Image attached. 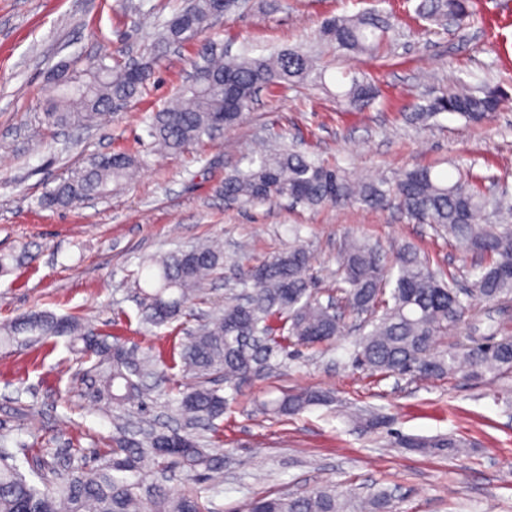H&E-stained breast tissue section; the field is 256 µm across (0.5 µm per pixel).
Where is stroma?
<instances>
[{
	"instance_id": "obj_1",
	"label": "stroma",
	"mask_w": 512,
	"mask_h": 512,
	"mask_svg": "<svg viewBox=\"0 0 512 512\" xmlns=\"http://www.w3.org/2000/svg\"><path fill=\"white\" fill-rule=\"evenodd\" d=\"M418 0H247L209 31L232 50L253 56L318 48L322 81L262 92L243 123L223 136L169 157L150 152L144 114L162 108L187 83L195 47L168 48L156 66L153 90L104 117L96 126L52 127L44 113L56 96L52 79L62 64L85 66L107 52L124 59L153 54L157 26L184 0H0V322L48 309L74 315L127 345L168 354L176 337L137 318L131 273L148 256H162L208 239L220 240L226 261L250 245L257 261L292 243L311 254L319 285L336 270L347 240L377 243L383 254L409 242L430 257L432 269L467 287L483 263L426 224L394 208L357 205L310 208L277 199L244 207L224 199L225 173L246 165L256 139L296 147L334 164L350 177L390 178L422 166L471 168L486 191L512 192V107L495 121L472 124L440 115L412 124L413 105L448 88L450 78L500 85L512 96V0H473L479 23L430 32ZM374 9L399 24L387 61H369L322 43L323 17ZM377 87L374 103L345 111L338 93L352 77ZM138 152L135 179L111 186L71 208L42 206L41 197L91 157ZM512 336V299L474 301L449 331L455 347L471 339ZM360 332L348 324L328 348L292 347L273 372L243 384L219 425L224 468L212 496L214 512H240L250 498L301 493L329 485L359 500L384 489L392 512H512V374L475 380L377 378L355 368ZM107 360L83 359L68 337L45 346L0 348V432L9 452L24 443L64 457L73 444L111 446L117 408L96 398L92 381ZM187 379L168 373L141 421L172 424V400ZM315 389L333 401L292 416L264 405L285 391ZM379 413L387 426L366 428L362 415ZM454 437L459 452L430 454L404 448L407 437Z\"/></svg>"
}]
</instances>
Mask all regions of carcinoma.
Wrapping results in <instances>:
<instances>
[{
	"label": "carcinoma",
	"instance_id": "carcinoma-1",
	"mask_svg": "<svg viewBox=\"0 0 512 512\" xmlns=\"http://www.w3.org/2000/svg\"><path fill=\"white\" fill-rule=\"evenodd\" d=\"M213 0H193L164 26L161 42L183 45L196 42L191 66L194 74L176 102L144 118L153 147L173 156L192 145L212 140L241 123L251 111L257 92L287 89L322 80L313 56L285 49L269 57L229 55L224 45L200 36L215 14ZM417 13L444 26L453 17L456 26L473 22L469 0H420ZM395 24L383 11L352 17L336 16L321 24V40L336 49L371 60L384 58ZM155 58L136 68L104 55L83 69L71 71L77 89L58 87V97L45 118L56 127L95 125L111 104L142 96L154 75ZM375 98L371 84L357 79L340 95V105L359 110ZM499 87L476 92L458 82V88L432 99L426 108L410 113L419 125L440 114L459 115L469 121L492 120L508 106ZM138 166L136 156L125 153L95 156L45 192L40 203L68 208L121 185ZM224 198L258 206L289 198L310 207L354 203L370 209L392 204L417 224L445 232L465 251L485 259L471 288L460 292L454 278L445 281L432 270L430 259L411 243H403L386 262L377 246L360 239L344 243L337 253L336 280L327 302L311 272L309 252L290 246L270 259L242 271L251 288L245 298H230L219 313L187 333L173 350L169 368L181 366L192 383L179 391L175 410L188 426L218 431L215 421L239 386L261 375L272 360L292 345L326 346L342 335L349 313L370 330L355 344V363L381 377L408 375L434 379L462 369L482 379L512 373V338L490 342L474 340L462 349L440 347L467 309L462 296L480 301L512 298V224H482L480 215L490 204L473 176L453 178L430 168H417L393 179L353 180L336 166L316 163L298 151L256 152L245 169L224 176ZM224 270V247L201 243L144 261L135 273L140 322L170 327L194 316L192 305L204 301L202 284ZM69 337L77 352L111 360L100 376L97 397L125 411L147 408L152 390L166 382L159 368L161 357L128 347L110 335L86 326L77 317L35 311L0 325V347L14 343H46ZM224 379L226 395L211 386L213 377ZM332 398L318 390L286 393L268 404L275 415H295ZM407 445L421 451L454 452L456 439H421ZM22 455L0 458V512H212L211 499L197 486L222 468L213 440L190 430L145 428L137 437L119 428L112 447L87 455L69 450L64 468L52 471L38 486L48 462L33 460L30 449ZM183 473L177 491L167 486L172 473ZM391 494L378 490L361 506L329 486L289 495L252 498L245 512H390Z\"/></svg>",
	"mask_w": 512,
	"mask_h": 512
}]
</instances>
